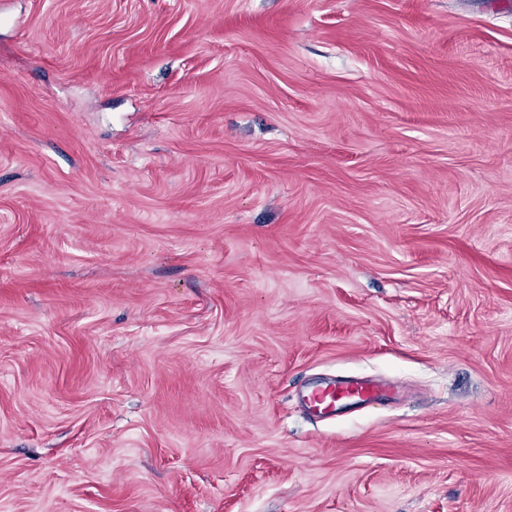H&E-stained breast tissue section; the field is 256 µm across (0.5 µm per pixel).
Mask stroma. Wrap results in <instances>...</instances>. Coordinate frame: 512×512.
I'll return each mask as SVG.
<instances>
[{"label":"stroma","mask_w":512,"mask_h":512,"mask_svg":"<svg viewBox=\"0 0 512 512\" xmlns=\"http://www.w3.org/2000/svg\"><path fill=\"white\" fill-rule=\"evenodd\" d=\"M0 512H512V0H0ZM392 389V383L366 378H333L319 387L307 389L301 395V402L309 410L322 415L323 419H329L375 403L390 394Z\"/></svg>","instance_id":"obj_1"}]
</instances>
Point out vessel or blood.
Masks as SVG:
<instances>
[{
  "label": "vessel or blood",
  "mask_w": 512,
  "mask_h": 512,
  "mask_svg": "<svg viewBox=\"0 0 512 512\" xmlns=\"http://www.w3.org/2000/svg\"><path fill=\"white\" fill-rule=\"evenodd\" d=\"M392 389V384L366 378L333 379L303 392L301 402L309 410L329 419L375 403Z\"/></svg>",
  "instance_id": "b4317fda"
}]
</instances>
